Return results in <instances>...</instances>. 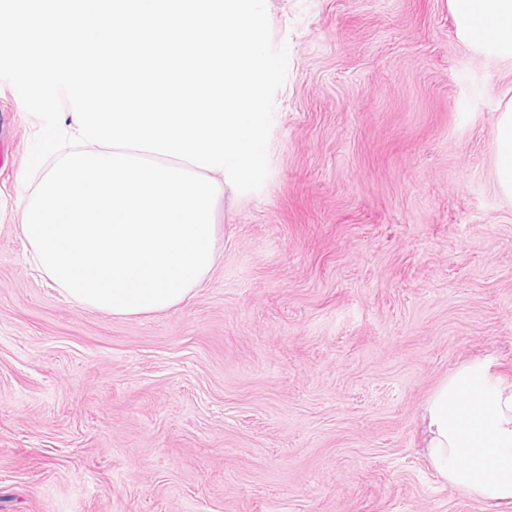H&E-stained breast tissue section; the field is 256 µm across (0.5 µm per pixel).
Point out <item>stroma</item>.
<instances>
[{
    "mask_svg": "<svg viewBox=\"0 0 512 512\" xmlns=\"http://www.w3.org/2000/svg\"><path fill=\"white\" fill-rule=\"evenodd\" d=\"M288 51L260 190L224 189L218 258L119 318L30 271L16 229L41 121L0 82V512H512L419 448L462 364L512 381V59L448 0H266ZM496 174L500 192L512 196V98L500 113L496 136Z\"/></svg>",
    "mask_w": 512,
    "mask_h": 512,
    "instance_id": "35a3bbf8",
    "label": "stroma"
}]
</instances>
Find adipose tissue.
<instances>
[{"mask_svg":"<svg viewBox=\"0 0 512 512\" xmlns=\"http://www.w3.org/2000/svg\"><path fill=\"white\" fill-rule=\"evenodd\" d=\"M456 31L479 48L512 57V0H449ZM497 184L512 196V104L499 116ZM422 446L437 476L488 506L512 503V384L484 360L463 364L429 396Z\"/></svg>","mask_w":512,"mask_h":512,"instance_id":"1","label":"adipose tissue"}]
</instances>
